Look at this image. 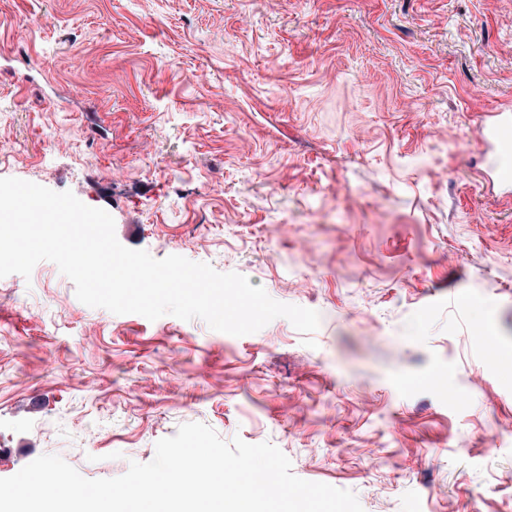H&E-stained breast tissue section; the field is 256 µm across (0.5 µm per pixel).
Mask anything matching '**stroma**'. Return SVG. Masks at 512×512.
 I'll return each mask as SVG.
<instances>
[{
  "label": "stroma",
  "mask_w": 512,
  "mask_h": 512,
  "mask_svg": "<svg viewBox=\"0 0 512 512\" xmlns=\"http://www.w3.org/2000/svg\"><path fill=\"white\" fill-rule=\"evenodd\" d=\"M506 104L512 0H0V178L321 317L309 347L0 278V478L201 422L363 512H512V208L473 132Z\"/></svg>",
  "instance_id": "35a3bbf8"
}]
</instances>
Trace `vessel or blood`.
Wrapping results in <instances>:
<instances>
[{"instance_id": "vessel-or-blood-1", "label": "vessel or blood", "mask_w": 512, "mask_h": 512, "mask_svg": "<svg viewBox=\"0 0 512 512\" xmlns=\"http://www.w3.org/2000/svg\"><path fill=\"white\" fill-rule=\"evenodd\" d=\"M476 135L487 162V180L500 190L504 201H512V109L480 115Z\"/></svg>"}]
</instances>
